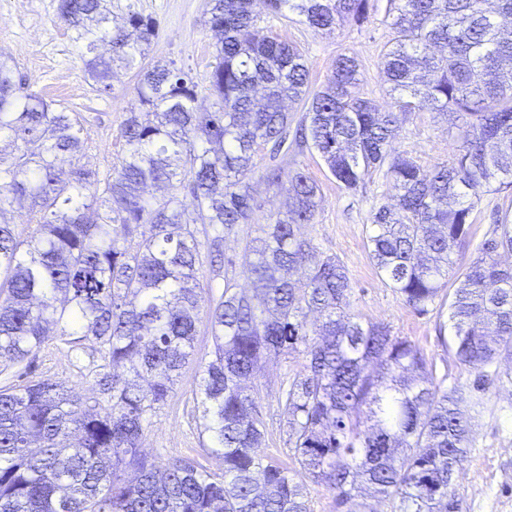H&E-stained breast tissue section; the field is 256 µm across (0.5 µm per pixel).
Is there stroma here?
<instances>
[{
    "mask_svg": "<svg viewBox=\"0 0 512 512\" xmlns=\"http://www.w3.org/2000/svg\"><path fill=\"white\" fill-rule=\"evenodd\" d=\"M371 2L373 8L367 22L344 23L330 35L315 33L296 15L273 16L263 0H257L255 10L268 35L301 50L313 89L325 85L337 56L343 53L358 62L362 96L385 110L393 99L384 81L381 61L393 33L385 21L386 0ZM131 3L158 23V34L146 50V64L174 62L176 68L198 82L200 109H210L213 98L207 76L216 48L204 25L209 0H111L113 15L123 16ZM57 5L58 0H0V51L15 59L34 91L55 107L78 114L81 135L89 144L85 162L103 177L122 152L120 125L135 96L138 78L135 71L121 69L114 74L109 90L96 91L70 30L57 17ZM455 135L448 121L425 109L414 113L402 126L392 147L430 169L452 157ZM294 160L320 187L316 220L303 226L301 234L320 252L336 257L344 265L352 285L351 314L364 322L387 324L393 335L412 341L425 353L435 376H447L449 382L469 388L475 373L439 342L436 312L420 315L408 307L381 277L370 257L371 216L379 206L392 201L384 171H375L357 190L349 191L330 174L316 151L303 149ZM505 211L512 213V186L497 192L481 191L473 212L471 243L454 257L456 272L465 271L487 238L495 214ZM211 351L210 329L203 320L197 325L193 356L165 405L153 413L142 438L143 450L157 464L183 458L211 473L224 470L221 455L212 452L211 442L200 427L199 382ZM101 363L94 344H86L76 356L66 346L50 343L35 352L25 378H18L11 368L0 372V387L50 379L88 394ZM303 364V356L297 354L271 355L263 360L254 380L266 423L259 452L287 464L296 470L298 479L306 481L313 512H347L346 507L336 505L333 494L324 486L309 481L307 473L288 456V425L279 397ZM484 401V412L473 429L470 452L456 475L454 487L463 500L464 512H512V386L491 389Z\"/></svg>",
    "mask_w": 512,
    "mask_h": 512,
    "instance_id": "obj_1",
    "label": "stroma"
}]
</instances>
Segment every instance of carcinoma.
<instances>
[{
  "mask_svg": "<svg viewBox=\"0 0 512 512\" xmlns=\"http://www.w3.org/2000/svg\"><path fill=\"white\" fill-rule=\"evenodd\" d=\"M211 2L214 103L201 111L187 73L172 62L143 65L152 17L129 4L118 26L107 0H58L99 89H110L114 67L137 70L120 127L126 152L103 179L81 164L88 142L78 119L30 90L0 52V363L19 365L54 339L76 353L91 341L106 361L92 405L49 379L0 387V512H311L296 473L258 454L266 425L259 390L247 384L264 357L293 353L305 364L280 402L289 451L314 482L341 504L365 484L391 512H463L455 474L484 395L512 384L511 370L486 371L512 355V266L498 260L512 253V215L502 214L456 277L448 323L438 327L476 371L463 407L460 387L434 383L418 346L348 312L344 267L298 233L315 223L320 188L296 165L263 174L289 204L246 243L257 255L244 267L252 293L226 280L207 311L214 359L199 390L224 474L188 459L161 470L140 441L194 354L198 272L206 262L221 268L225 236L255 223V157L269 143L283 147L294 122L296 142L318 152L345 189L385 169L394 204L371 216L370 255L410 308L429 312L470 242L475 203L460 201L463 190L512 179V0H387L394 37L382 70L398 94L387 112L360 95L352 57L338 55L312 92L302 52L263 34L254 0ZM265 4L318 34L370 14V0ZM288 101L303 104L299 118ZM424 107L457 129L452 160L430 170L391 147ZM15 205L35 225L24 238L6 219ZM308 311L318 313L311 326ZM122 468L135 478L124 480Z\"/></svg>",
  "mask_w": 512,
  "mask_h": 512,
  "instance_id": "1",
  "label": "carcinoma"
}]
</instances>
